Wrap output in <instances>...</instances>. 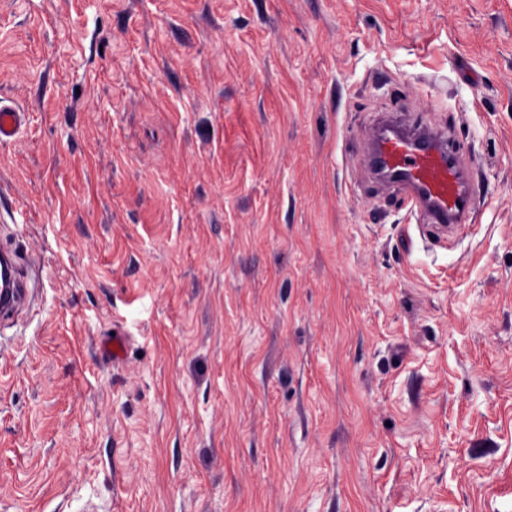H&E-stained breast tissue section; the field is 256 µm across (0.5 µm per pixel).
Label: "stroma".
Returning <instances> with one entry per match:
<instances>
[{"label": "stroma", "mask_w": 512, "mask_h": 512, "mask_svg": "<svg viewBox=\"0 0 512 512\" xmlns=\"http://www.w3.org/2000/svg\"><path fill=\"white\" fill-rule=\"evenodd\" d=\"M0 102V512H512V0H0ZM25 119V112L0 102V144L13 140L20 131ZM386 120L372 137L376 170L398 173L394 181L422 224L445 228L469 221L473 201L461 154L454 148L452 128ZM4 267L9 273V286L5 295L3 287L0 288V319L8 318L30 301L27 276L23 274L19 257L14 251L0 252V271Z\"/></svg>", "instance_id": "stroma-1"}]
</instances>
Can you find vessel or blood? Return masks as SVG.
<instances>
[{"label": "vessel or blood", "mask_w": 512, "mask_h": 512, "mask_svg": "<svg viewBox=\"0 0 512 512\" xmlns=\"http://www.w3.org/2000/svg\"><path fill=\"white\" fill-rule=\"evenodd\" d=\"M24 119V112L0 104V144L13 140ZM372 161L376 169L396 173L395 184L420 223L439 229L469 221L472 195L450 129L413 122L402 131L393 121H385L372 137ZM1 268L9 273L7 291L0 293L3 319L28 305L30 292L15 252H0Z\"/></svg>", "instance_id": "1"}]
</instances>
